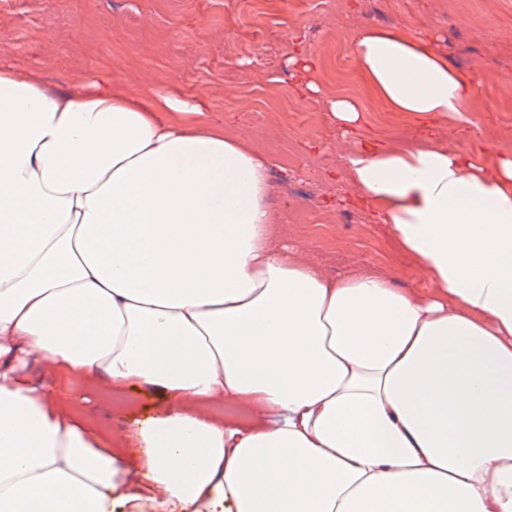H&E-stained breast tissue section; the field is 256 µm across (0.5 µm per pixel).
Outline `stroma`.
Returning <instances> with one entry per match:
<instances>
[{"mask_svg": "<svg viewBox=\"0 0 512 512\" xmlns=\"http://www.w3.org/2000/svg\"><path fill=\"white\" fill-rule=\"evenodd\" d=\"M371 28L429 37L450 68L475 75L469 112L423 124L389 111L352 52L356 34ZM299 55L314 66L293 70ZM0 56L55 89L95 80L106 90L120 82L144 94L170 91L250 133L279 163L269 203L286 217L289 243L331 276L367 263L397 287L426 285L340 171L342 154L427 138L487 167L512 156V0H0ZM306 83L319 87L317 97H297ZM339 97L361 109L349 135L328 110ZM31 372L81 397L85 418L120 440L128 464L140 463L135 423L166 399L80 371L50 372L37 360Z\"/></svg>", "mask_w": 512, "mask_h": 512, "instance_id": "obj_1", "label": "stroma"}]
</instances>
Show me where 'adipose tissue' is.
Here are the masks:
<instances>
[{
    "instance_id": "obj_1",
    "label": "adipose tissue",
    "mask_w": 512,
    "mask_h": 512,
    "mask_svg": "<svg viewBox=\"0 0 512 512\" xmlns=\"http://www.w3.org/2000/svg\"><path fill=\"white\" fill-rule=\"evenodd\" d=\"M353 48L391 111L469 110L429 39ZM274 164L176 94L0 63V512H512V158L341 156L418 292L288 244ZM33 357L165 394L140 466L21 378Z\"/></svg>"
}]
</instances>
